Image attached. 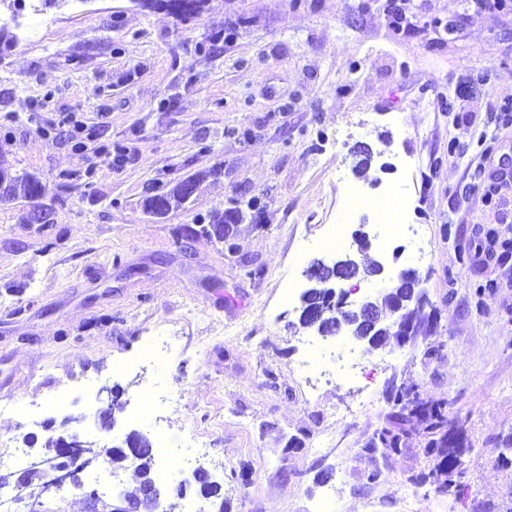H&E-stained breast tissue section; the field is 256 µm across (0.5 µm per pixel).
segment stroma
Returning <instances> with one entry per match:
<instances>
[{
  "label": "stroma",
  "instance_id": "stroma-1",
  "mask_svg": "<svg viewBox=\"0 0 512 512\" xmlns=\"http://www.w3.org/2000/svg\"><path fill=\"white\" fill-rule=\"evenodd\" d=\"M34 5L0 46V159L41 186L0 204V399L15 403L0 446L46 448L68 416L99 448L138 430L179 456L199 434L224 512H315L326 493L335 512H512V465L498 459L512 444V123L488 112L512 99V12L402 0L397 28L384 0H210L188 21L131 0ZM460 86L467 112L441 109ZM218 164L194 202L145 211L146 195ZM350 184L405 199L417 233L400 259L358 248L369 211L352 216L345 249L321 248ZM230 207L243 214L236 254L183 235ZM37 209L45 223L30 222ZM345 257L387 275L417 267L430 335L369 350L299 328L306 269ZM156 336L177 339L151 377L172 398L131 424L146 379L114 364ZM305 338L365 365L369 389L335 373L306 381ZM392 377L463 420L454 493L409 482L431 467L416 435L391 477L366 486L359 450ZM114 387L123 410L105 430L97 393ZM55 392L60 414L43 405Z\"/></svg>",
  "mask_w": 512,
  "mask_h": 512
}]
</instances>
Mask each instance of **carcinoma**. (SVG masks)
<instances>
[{
	"mask_svg": "<svg viewBox=\"0 0 512 512\" xmlns=\"http://www.w3.org/2000/svg\"><path fill=\"white\" fill-rule=\"evenodd\" d=\"M217 175L219 170L200 172L189 176L176 184L172 189L152 194L144 200V208L149 210L161 205L165 211L184 206L183 190L186 187L197 190L198 184L208 175ZM0 180L6 183L10 198L19 197L31 199L38 194L40 184L37 178L29 175H18L4 165L0 164ZM233 215L227 211L216 212L210 216V221L197 228H190L188 232L194 236L211 237V231H224V225L230 223ZM340 274L336 266L323 270L319 278V286L310 289L303 296V308L298 318L300 327L312 324L308 311H314L322 316L320 325L323 326L321 335H331L336 318V303L330 301V294L325 284L337 281ZM411 288L409 283L395 290L394 296L386 303V307L396 313V319L408 326H427L434 323L432 312L423 306H401V303L410 299ZM390 411L384 423L376 428L372 436L365 443L364 448L375 459V467L366 476V485H378L384 482L396 463L397 457L408 450L409 439L413 434H419L425 439V455L433 462L428 477L434 479L440 489L452 490L460 482L450 479L449 469L458 465L455 451L456 444L449 442V433H458L461 425L457 421L448 419L443 404L428 403L420 398L418 386L415 383L399 388L398 392L388 397ZM130 438L141 445V450L135 457L134 468L139 477L137 492L155 482L154 463L155 455L151 449L149 438L136 430L129 432Z\"/></svg>",
	"mask_w": 512,
	"mask_h": 512,
	"instance_id": "obj_1",
	"label": "carcinoma"
}]
</instances>
